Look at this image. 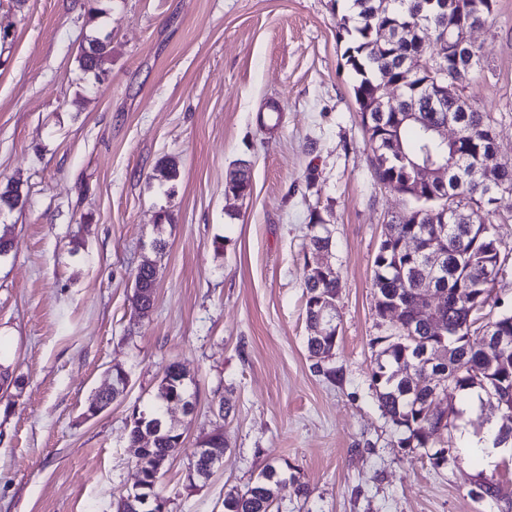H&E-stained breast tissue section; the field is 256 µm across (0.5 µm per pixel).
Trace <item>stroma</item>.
<instances>
[{
  "instance_id": "stroma-1",
  "label": "stroma",
  "mask_w": 512,
  "mask_h": 512,
  "mask_svg": "<svg viewBox=\"0 0 512 512\" xmlns=\"http://www.w3.org/2000/svg\"><path fill=\"white\" fill-rule=\"evenodd\" d=\"M112 33L108 78L85 89L77 53L81 0H0V181L28 192L0 217L11 228L0 262V364L24 379L0 388V512H114L136 480L127 446L133 408L153 397L165 367L186 369L193 415H176L187 449L224 434V467L185 479L179 455L162 477L171 512H224L267 463L308 484L277 490V512H512V454L433 468L373 397L385 335L372 265L383 229L410 200L373 174L371 150L337 36L347 0H100ZM470 39L481 66L463 96L492 119L498 155L512 163V0H495ZM280 121L261 131L269 104ZM175 157L173 198L151 175ZM241 200L224 197L239 162ZM172 221L156 229L160 207ZM494 222L507 272L495 287L512 307V194ZM332 231L339 339L317 371L306 350L303 284L311 215ZM224 236L223 252L212 241ZM159 258L152 309H131L132 273ZM129 374L99 417L90 395ZM231 412L219 417L215 395ZM504 486L498 504L471 497L482 477Z\"/></svg>"
}]
</instances>
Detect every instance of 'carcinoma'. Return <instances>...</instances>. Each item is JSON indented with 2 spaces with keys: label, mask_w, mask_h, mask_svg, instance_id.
<instances>
[{
  "label": "carcinoma",
  "mask_w": 512,
  "mask_h": 512,
  "mask_svg": "<svg viewBox=\"0 0 512 512\" xmlns=\"http://www.w3.org/2000/svg\"><path fill=\"white\" fill-rule=\"evenodd\" d=\"M98 0H84L85 25L91 27L85 43L79 47L78 67L85 76L107 73L112 59V34H101L97 22L102 10ZM486 0H350L337 21L338 37L345 40L346 63L355 75L354 97L371 96L382 84L400 77L416 64V55H443L450 71L464 76L481 66V54L474 47L457 53L452 43L466 27L484 23L491 10ZM416 26L404 39L398 26ZM428 71L401 85L404 109L415 115L402 123L392 112H373L363 130L373 153L377 180L401 192L413 175L415 166L446 156L447 187H424L423 200L385 225L384 235L373 260L375 313L391 323L392 331L375 339L379 345L376 366L372 370V395L378 409L399 433L401 448H422L432 467L456 466L463 456L448 444V417L439 410V385L453 394L477 390L500 412L496 444H512V309L502 308L500 299L488 305L495 316L477 307L474 300L484 290L488 275L504 271L501 244L490 220L489 205L499 184L512 186V165L502 164L495 172L497 183L487 182L479 158L496 152L495 133L489 116L459 96L435 102L428 94ZM451 122L458 129L457 140L444 147L429 138L426 129ZM179 177L172 158L158 161L153 179L167 186L168 195L176 193ZM28 196L20 187L6 184L0 188V213L26 206ZM413 236L425 247L439 236L441 261L433 265L426 253L411 256L400 247ZM331 238L325 225H309L306 254L330 249ZM158 267L140 269L134 280L131 306L137 307L145 295L153 294ZM340 277L336 269L310 272L304 282L307 326L317 322L318 303L336 300ZM440 294V318H435L428 301L431 293ZM402 306L401 314L394 308ZM443 323L444 332L435 331L434 321ZM507 337L501 344L495 338ZM337 338L330 334L307 337L309 356L321 363L332 356ZM412 365L408 374L401 367ZM195 398L189 379L176 363L168 364L157 391L145 409L137 407L129 415L128 447L134 448L141 429H149L163 419L166 408ZM184 449L180 435L161 428L155 432V444L137 457L144 474L143 494L160 500L158 508L168 507L154 459L174 458ZM281 469L267 465L242 492L231 491L224 497V512H273L275 487ZM473 494L482 500H498L503 487L494 477H484Z\"/></svg>",
  "instance_id": "obj_1"
}]
</instances>
